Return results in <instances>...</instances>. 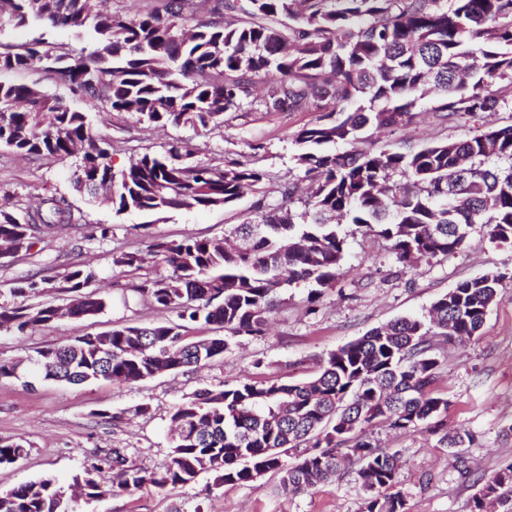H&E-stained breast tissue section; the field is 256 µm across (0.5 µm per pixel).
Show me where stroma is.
Segmentation results:
<instances>
[{
  "instance_id": "obj_1",
  "label": "stroma",
  "mask_w": 512,
  "mask_h": 512,
  "mask_svg": "<svg viewBox=\"0 0 512 512\" xmlns=\"http://www.w3.org/2000/svg\"><path fill=\"white\" fill-rule=\"evenodd\" d=\"M425 99L413 122L372 131L379 148L423 147L440 138L471 134L470 123L443 122ZM94 123L114 146L113 162L127 164L131 154L147 148L161 150L170 137L191 140L197 157L221 163L224 157L255 162L266 169L268 198H278L289 179L296 150L291 136L311 120V112H243L223 129L208 134L185 127L160 129L136 115L98 112ZM263 144L253 154V144ZM74 161L52 162L40 156L20 157L0 149V196L26 207L42 197L65 195L74 205V222L44 237L30 253L0 266V306H12L10 289L21 278L60 275L75 262L92 268L107 300L103 313L83 322L60 321L20 335L0 331V360L33 354L37 348L61 344L83 334L113 327L156 324L173 315L138 299L131 285L163 274L149 259L141 269L120 268L111 262L116 247L145 248L147 237L179 240L188 236L220 237L253 214L255 194L244 193L234 204L162 215L127 212L115 215L107 206L77 193L72 184ZM112 227L110 239H90L93 225ZM148 225L141 235L140 225ZM347 249L333 287L323 289L310 304L309 284L280 289L270 326L263 336H230L221 358L198 370L162 374L133 384L97 381L64 385L54 381L23 389L19 382L0 379V439L23 443L28 453L0 467V496L22 484L54 478L73 512H364L365 495L351 469H344L328 488L296 495L282 494L278 478L266 474L240 486H217L211 474H201L186 486L157 490L145 487L103 495L95 500L74 496L73 478L112 449H125L129 460L159 469L173 446L170 416L174 406L202 388H227L271 378L297 382L315 375L328 353L390 320L422 315L459 282L483 274L504 279L481 335L458 339L434 337L440 367L436 386L448 400L449 430L464 429L473 443L464 453L472 473L461 477L438 435L420 429L401 432L377 420L368 431L381 447L400 451L395 486L404 499V512H471L479 479L512 460V243L491 242L485 227L474 225L456 253L397 262L384 238L345 225ZM146 405L145 415L130 419L121 413ZM109 418H100V411Z\"/></svg>"
}]
</instances>
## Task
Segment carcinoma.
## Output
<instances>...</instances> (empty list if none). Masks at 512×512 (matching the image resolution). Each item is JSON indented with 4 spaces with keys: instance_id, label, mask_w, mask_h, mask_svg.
<instances>
[{
    "instance_id": "obj_1",
    "label": "carcinoma",
    "mask_w": 512,
    "mask_h": 512,
    "mask_svg": "<svg viewBox=\"0 0 512 512\" xmlns=\"http://www.w3.org/2000/svg\"><path fill=\"white\" fill-rule=\"evenodd\" d=\"M0 0V19L34 26L22 45L0 44V75L41 69L71 93L112 112L131 113L162 128H222L236 112H318L294 132V167L308 182L293 208L296 183H283L281 202L265 203L268 172L233 157L221 166L197 158L189 140L173 137L161 154L145 151L117 168L112 143L86 112L72 111L37 84L0 78V147L50 161L76 159L75 185L116 212L162 214L228 206L244 190L259 195L255 218L214 238L154 240L150 254L167 274L133 291L176 314L167 324H127L81 335L35 354L0 361V378L20 375L79 385L131 384L160 373L199 368L224 355V337L186 338L188 326L261 336L277 290L314 286L309 302L336 281L352 224L392 243L400 262L460 249L476 224L489 239L512 243V125L426 147L374 149L367 132L410 123L419 101L450 122L512 112V0H165L163 10L137 17L94 8V0ZM59 27L87 37L75 47L47 38ZM278 73L263 94L251 88ZM339 146L353 150L340 152ZM63 195L34 207L0 209V261L29 252L40 232L73 223ZM143 253L117 251L112 264L139 269ZM97 273L72 264L60 276L65 302L42 300L51 279L29 277L11 288L28 303L0 306V329L26 334L68 318L88 320L106 307L93 290ZM502 274L458 283L428 310L429 321L403 317L328 354L317 375L296 383L243 382L201 389L171 414L176 431L169 460L149 471L116 448L75 477L85 498L103 489L96 475L118 467L117 487L165 489L194 483L203 472L217 486L279 475L285 494L331 486L341 467L357 464L367 495L364 512H403L394 487L399 453L372 443L364 428L377 419L399 431L444 430L448 400L435 391L439 360L431 328L447 338L478 336L497 299ZM445 448L472 442L466 430L446 433ZM304 447L295 462L282 454ZM26 452L0 441V466ZM495 493L512 512V462L473 497ZM0 512H68L63 492L43 478L0 496Z\"/></svg>"
}]
</instances>
